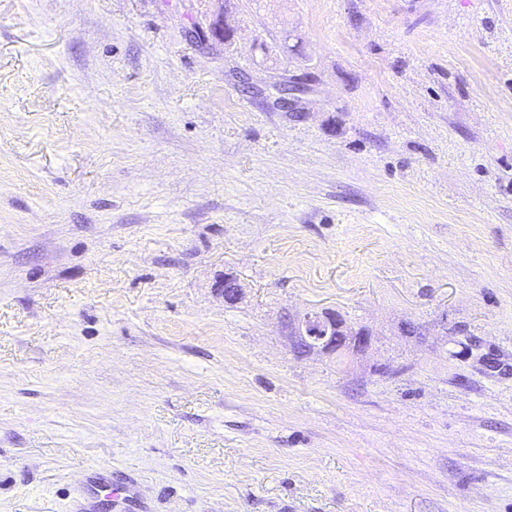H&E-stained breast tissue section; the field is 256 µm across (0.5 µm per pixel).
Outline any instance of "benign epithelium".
I'll return each mask as SVG.
<instances>
[{
    "label": "benign epithelium",
    "mask_w": 512,
    "mask_h": 512,
    "mask_svg": "<svg viewBox=\"0 0 512 512\" xmlns=\"http://www.w3.org/2000/svg\"><path fill=\"white\" fill-rule=\"evenodd\" d=\"M215 8L211 11L204 26L199 28V35L205 44H214L223 40L224 31L230 37L225 41V48L230 49L235 43L236 29L230 20V14L224 12V0H213ZM310 91L306 78L279 80L270 85L268 99L271 105L285 112H304L305 96ZM224 303L233 305L243 296L237 278L231 274L224 275L220 283ZM284 332L288 346L297 357L326 356L338 358L359 356L367 353L373 344V334L366 327H354L347 323L341 314L330 308L312 309L295 317L285 316Z\"/></svg>",
    "instance_id": "7a95c632"
}]
</instances>
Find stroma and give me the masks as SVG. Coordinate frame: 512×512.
Returning <instances> with one entry per match:
<instances>
[{
  "label": "stroma",
  "instance_id": "obj_1",
  "mask_svg": "<svg viewBox=\"0 0 512 512\" xmlns=\"http://www.w3.org/2000/svg\"><path fill=\"white\" fill-rule=\"evenodd\" d=\"M235 3L0 0V512H512V0ZM231 0H213L215 8L211 11L208 18H206L205 26L199 28V35L204 44H216L218 40L224 43V29L230 30L228 33L230 37L225 41V50L231 49L235 43L236 29L233 27L230 20V12L224 13L227 6L235 8V4H228ZM305 81L306 77L274 82L270 85L268 92L271 105L284 112H298L303 115L302 112H305L303 96L310 91ZM283 328L290 351L302 358L359 356L371 349L374 340L368 328L351 326L330 308L308 310L295 317L287 314Z\"/></svg>",
  "mask_w": 512,
  "mask_h": 512
}]
</instances>
